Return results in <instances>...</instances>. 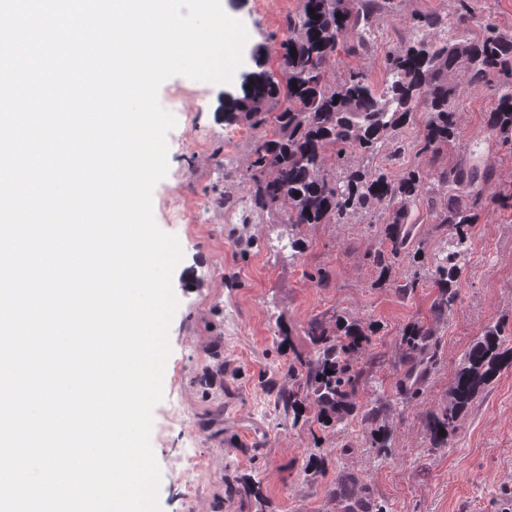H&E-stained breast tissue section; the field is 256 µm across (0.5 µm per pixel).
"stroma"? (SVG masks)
Instances as JSON below:
<instances>
[{
  "instance_id": "obj_1",
  "label": "stroma",
  "mask_w": 512,
  "mask_h": 512,
  "mask_svg": "<svg viewBox=\"0 0 512 512\" xmlns=\"http://www.w3.org/2000/svg\"><path fill=\"white\" fill-rule=\"evenodd\" d=\"M224 11L248 33L243 61L231 82L212 84L177 75L160 87V105L172 113L167 136V176L154 188L157 225L176 236L183 258L172 275L179 302L169 329L171 353L164 398L153 409L151 445L161 468V512H336L333 494L341 474L357 475L371 498L388 512H512V368L483 391L461 415L448 447L434 448L422 419L447 405L458 366L486 326L512 323V208L498 195L512 186V153L485 123L488 88L466 89L457 112L458 130L439 167L466 161L479 147L494 168V181L469 233L461 260L460 298L447 322L436 325L441 362L418 400L396 398L403 328L432 321L436 291L417 288L404 296L378 285L379 272L367 258L380 245L371 232L384 210L355 215L347 224H306L299 252L288 247V225L254 212L244 174L254 129L228 122L225 96L242 93L244 77L259 64L278 67L279 44L300 0H221ZM455 0H395L374 32L368 53L340 44L336 73L367 71L375 85L387 79L385 55L418 37V15H450ZM424 117L396 133L391 145L364 164L396 176L414 162ZM229 209L214 206L218 193ZM448 202V189L435 184L431 197L407 206L414 224L411 250L432 260L448 240L431 224L430 210ZM196 213V222L173 224L170 210ZM325 272L318 283L315 275ZM343 316L375 334L358 354L369 371L359 401L383 397L379 420L390 436V453L370 448L367 428L356 418L326 430L293 424L262 390L269 363L280 358L278 328L286 326L292 347L308 352L310 319ZM223 375H216V368ZM325 459L322 473L305 472L311 456ZM260 481L266 506L224 500L225 474Z\"/></svg>"
}]
</instances>
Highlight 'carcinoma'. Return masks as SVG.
Returning a JSON list of instances; mask_svg holds the SVG:
<instances>
[{
	"label": "carcinoma",
	"mask_w": 512,
	"mask_h": 512,
	"mask_svg": "<svg viewBox=\"0 0 512 512\" xmlns=\"http://www.w3.org/2000/svg\"><path fill=\"white\" fill-rule=\"evenodd\" d=\"M392 0H302L299 12L288 17V37L280 43L279 73L262 69L245 79L243 96L228 97L225 112L232 120L246 121L254 129H270L255 137L245 181L253 206L276 216V223L296 230L305 224H347L372 204L388 210L380 227L382 246L369 260L388 274L408 253L412 228L407 226V205L431 191L430 180L448 186V204L434 216L436 229L448 237V250L430 264L420 263L403 281L392 285L402 295L431 281L437 294L431 305L433 321L448 319L460 296L459 257L469 248L468 228L481 207L484 188L494 170L481 152L473 149L466 163L433 172L427 163L437 158L456 136V106L464 87L489 86L494 104L486 112V126L502 145L512 150V33L487 25L478 39L464 35L475 21L472 0H457L453 20L463 32L450 41L442 35L448 20L424 14L416 26L430 32L427 38L386 54L387 80L376 87L364 70L353 69L338 78L335 53L350 35H358L355 52L365 46L367 32L378 24ZM296 54H291V49ZM421 111L426 120L417 162L393 177L380 171L352 168L336 176L335 167L349 155L378 154L395 130ZM370 327L336 319L330 327L319 318L309 321L305 335L313 353L292 351L276 367L291 380L288 387L266 380L275 407L298 422L314 406L322 427L348 415L371 428L370 447L387 455L390 437L374 428L384 413L376 398L356 401L366 368L353 356L369 342ZM401 367L396 395L415 398L437 367L438 340L429 324L414 322L401 334ZM512 366V346L505 327L484 328L458 368L450 403L423 415L431 447L446 448L456 432L459 416L502 370ZM444 433H439V430ZM229 497L257 499L260 482L249 476L227 478Z\"/></svg>",
	"instance_id": "cac0c4a2"
}]
</instances>
